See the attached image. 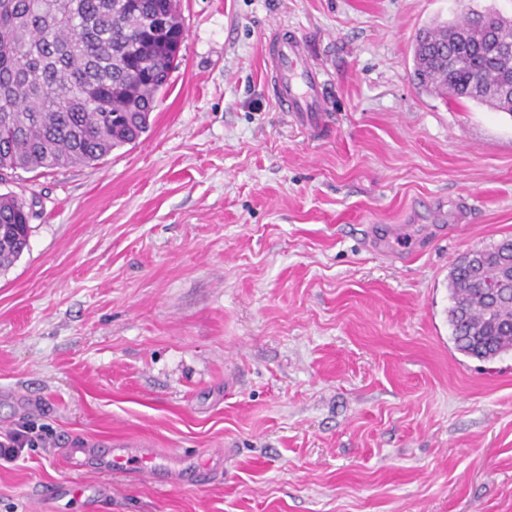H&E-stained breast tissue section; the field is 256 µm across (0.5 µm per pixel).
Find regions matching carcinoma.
Here are the masks:
<instances>
[{
  "label": "carcinoma",
  "instance_id": "1",
  "mask_svg": "<svg viewBox=\"0 0 512 512\" xmlns=\"http://www.w3.org/2000/svg\"><path fill=\"white\" fill-rule=\"evenodd\" d=\"M512 20L470 10L422 30L413 77L426 92L512 113ZM178 0H0V181L17 171L84 167L146 133L178 67ZM31 207L0 194V272L28 247ZM455 347L491 362L512 351V238L471 251L448 274Z\"/></svg>",
  "mask_w": 512,
  "mask_h": 512
}]
</instances>
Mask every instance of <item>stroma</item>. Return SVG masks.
I'll list each match as a JSON object with an SVG mask.
<instances>
[{
  "label": "stroma",
  "instance_id": "35a3bbf8",
  "mask_svg": "<svg viewBox=\"0 0 512 512\" xmlns=\"http://www.w3.org/2000/svg\"><path fill=\"white\" fill-rule=\"evenodd\" d=\"M512 0H181L151 126L31 205L0 274V512H512V352L460 353L448 271L512 237V114L418 88L419 30ZM301 34L324 128L268 89ZM224 451L197 484L67 448ZM80 485L82 496L71 495ZM0 438V464L2 465V461L6 464L16 462L22 456L25 448H31L36 443L38 435L35 434L34 427L22 424L3 434V437Z\"/></svg>",
  "mask_w": 512,
  "mask_h": 512
}]
</instances>
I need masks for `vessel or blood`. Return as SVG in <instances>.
<instances>
[{
	"mask_svg": "<svg viewBox=\"0 0 512 512\" xmlns=\"http://www.w3.org/2000/svg\"><path fill=\"white\" fill-rule=\"evenodd\" d=\"M266 56L271 68L273 96L288 111L309 117L326 111L324 84L305 65L307 47L302 38L288 31L270 37ZM70 468L83 471L91 464L111 473H135L150 481L171 484L189 469V462L179 453H170L165 463H156V453L147 444L121 442L107 452L86 446L66 452Z\"/></svg>",
	"mask_w": 512,
	"mask_h": 512,
	"instance_id": "obj_1",
	"label": "vessel or blood"
}]
</instances>
